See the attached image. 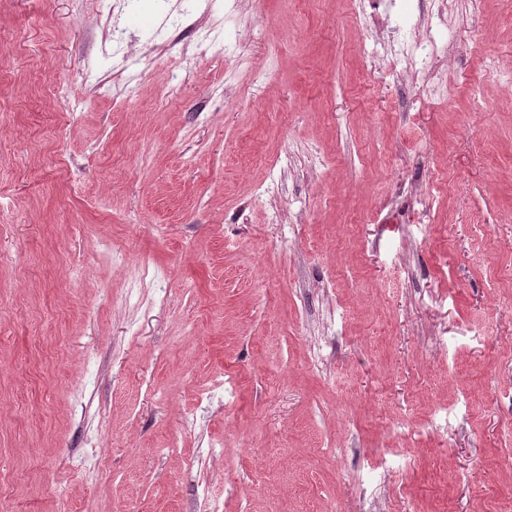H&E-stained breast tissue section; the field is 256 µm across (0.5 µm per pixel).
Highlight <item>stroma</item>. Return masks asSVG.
Returning <instances> with one entry per match:
<instances>
[{
    "label": "stroma",
    "mask_w": 512,
    "mask_h": 512,
    "mask_svg": "<svg viewBox=\"0 0 512 512\" xmlns=\"http://www.w3.org/2000/svg\"><path fill=\"white\" fill-rule=\"evenodd\" d=\"M362 8L0 0V507H512V0Z\"/></svg>",
    "instance_id": "1"
}]
</instances>
